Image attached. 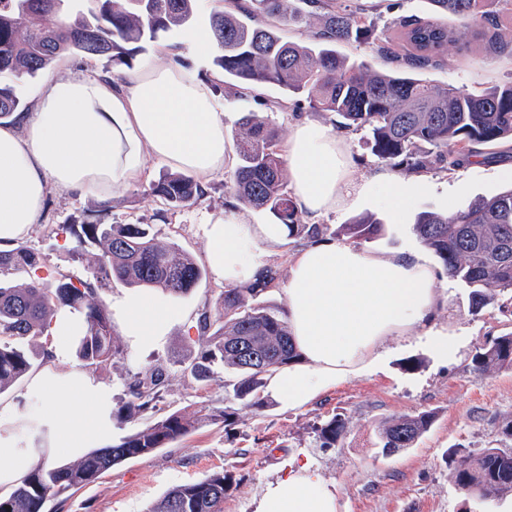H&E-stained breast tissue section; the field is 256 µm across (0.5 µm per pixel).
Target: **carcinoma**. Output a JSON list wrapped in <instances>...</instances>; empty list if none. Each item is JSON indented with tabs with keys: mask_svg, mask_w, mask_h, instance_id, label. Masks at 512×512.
Here are the masks:
<instances>
[{
	"mask_svg": "<svg viewBox=\"0 0 512 512\" xmlns=\"http://www.w3.org/2000/svg\"><path fill=\"white\" fill-rule=\"evenodd\" d=\"M68 2L0 0V77L12 78L0 81V120L29 110L14 82L36 76L61 56L105 59L106 72L113 75L118 68L130 67L143 44L155 41L159 33L191 25L198 11L197 0H91L95 7L86 13L68 10ZM301 2L312 11L305 13L293 0H227L228 6L211 13L209 31L218 49L213 65L224 83L236 90L274 84L288 94L307 95L313 106L341 117L340 128L367 131L378 162L398 172L454 171L475 163L482 155L480 146L512 143V84L467 91L430 85L413 75L440 64L448 45L458 41V32L442 24L441 16H453L467 28L477 26V37L512 58V30L502 24L504 16H512V0H431L436 18L402 20L377 45L378 52L401 63L384 73L349 63L336 53L338 42L374 39L363 5L348 12L342 0ZM308 18L320 24L314 44L287 41L277 26L302 24ZM239 127L233 197L245 207L273 213L286 225L288 236L318 241L326 228L301 223L302 211L285 186V163L274 131L255 112L244 113ZM151 193L174 209L205 196L196 180L181 172L153 182ZM59 230L69 234L77 253L89 244L99 247L87 278L75 281L62 275L49 287L37 275L40 256L32 248L20 242L0 250V277L30 276L23 285H0V394L33 369L35 360L50 361L53 316L62 308L82 315L83 328L75 340L82 367L102 369L121 358L123 349L94 284L118 280L180 296L203 276L189 253L158 244L149 224L87 221L61 225ZM343 231L367 241L381 234L382 224L369 217L343 225ZM413 232L434 253L448 279L470 289L471 312L497 304L505 293L512 296V189L450 214L422 212ZM277 277L275 267H264L249 285L224 289L215 306L202 309L196 319L201 350L190 374L197 381L209 379L216 367L231 374L233 382L224 385L228 406L204 405L193 416L163 415L159 404L169 386L168 375L160 369L137 373L127 384L128 400L118 413L128 418L150 415L153 421L72 463H41L10 494L0 496V512H46L48 501L73 495L123 461L166 448L204 424L229 425L231 403L262 409L266 376L299 358L287 322L263 301ZM34 338L44 340L39 353L24 347ZM471 365L481 374L512 370V331L476 348ZM435 419L432 410L384 419L378 427L381 453L390 456L414 447ZM348 424L338 413L321 425L320 447L340 443ZM447 460L454 484L466 496L512 495L511 446L455 448ZM233 483L231 472H214L169 489L147 512H223Z\"/></svg>",
	"mask_w": 512,
	"mask_h": 512,
	"instance_id": "obj_1",
	"label": "carcinoma"
}]
</instances>
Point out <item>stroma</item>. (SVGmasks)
Wrapping results in <instances>:
<instances>
[{
  "instance_id": "1",
  "label": "stroma",
  "mask_w": 512,
  "mask_h": 512,
  "mask_svg": "<svg viewBox=\"0 0 512 512\" xmlns=\"http://www.w3.org/2000/svg\"><path fill=\"white\" fill-rule=\"evenodd\" d=\"M369 5L377 35L386 36L403 19L433 17L431 0H363ZM465 48L449 46L443 63L421 71L435 86L482 90L512 83V59L489 56L482 42L466 36ZM201 77L224 101V131L235 140L241 113L255 112L268 119L280 143H287L295 122L308 119L334 126L336 115L313 109L308 99L281 108L282 91L266 84L241 94L224 88L212 55L197 59ZM147 181L120 192L100 211V198L51 190L40 221L26 241L42 258L41 277L54 282L57 275L85 278L88 262L97 246L75 253L62 224L96 220L102 224H148L158 242L175 245L205 264L207 240L202 226L207 218L233 209L242 220L270 223L269 212L236 204L229 190L232 167L212 175L203 201L170 210L152 195L150 184L170 165L149 160ZM408 194L401 215H393L379 197H360L349 208L323 217L327 238H335L343 225L362 217L380 221L383 231L363 242V249L383 256L421 250L412 226L418 213H445L467 207L482 197L512 187V152L453 172L435 170L403 173L398 177ZM305 242L287 237L276 246L264 247L266 264L277 266L279 278L265 299L283 309L288 286V259ZM441 297L434 308L433 325L448 335L450 352L440 359L417 344L415 336H391L386 341L391 357L384 369L346 379L297 409L267 400L263 409L238 408L231 426L206 425L169 447L132 459L112 468L97 482L62 503H51L47 512H146L149 505L174 486L204 478L212 472L232 471L237 483L224 499V512H253V501L264 485L277 478L290 463L313 461L321 477L336 492L337 512H512V496H488L485 501L466 499L450 478L445 463L449 448H484L502 440V427L512 420V370L479 374L471 369L477 346L512 328V311L489 307L480 313L469 310V291L439 276ZM224 286L212 274L187 294L174 298L160 290L151 295L170 309L195 317L203 307L214 306ZM186 318V320H187ZM186 320H174L153 349L131 346L122 328L114 333L123 347L120 359L106 368H83L75 355L52 358L33 369L10 390L0 394V441L22 452L21 470L29 472L42 461L65 463L56 446L55 422L42 395L33 387L39 377L62 376L90 381L106 395L108 406L119 407L127 399V380L133 375L163 368L170 377L164 410L192 413L201 406L223 407L228 376L215 374L206 383L184 376L183 369L200 347L197 332ZM434 410L437 420L420 442L407 452L382 456L377 449L378 425L388 417ZM345 414L349 428L345 439L333 448L320 447L315 430L334 414ZM33 419L44 432H17L19 422Z\"/></svg>"
}]
</instances>
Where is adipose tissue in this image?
I'll list each match as a JSON object with an SVG mask.
<instances>
[{"label":"adipose tissue","instance_id":"obj_1","mask_svg":"<svg viewBox=\"0 0 512 512\" xmlns=\"http://www.w3.org/2000/svg\"><path fill=\"white\" fill-rule=\"evenodd\" d=\"M285 157L293 197L309 219L370 193L393 214L405 207L407 194L391 172L356 181L342 140L319 122L294 126ZM151 158L190 171L203 184L230 161L224 105L194 67L147 65L118 85L104 74L48 80L32 111L0 124V247L25 240L50 188L106 198L146 179ZM203 232L214 278L239 286L261 269L260 244L281 242L287 229L226 212L209 218ZM437 299L436 275L422 254L384 258L343 241L309 244L290 260L285 295L300 357L269 378L267 394L288 408L301 407L379 362L385 337L417 326L425 343L447 358V338L426 325ZM119 313L140 350L154 347L174 319L142 294L126 297ZM36 386L46 400L64 391L73 401V412L55 415L59 448L71 450L81 436L106 431L90 404L91 384L41 377ZM254 512H336V494L304 459L265 484Z\"/></svg>","mask_w":512,"mask_h":512}]
</instances>
